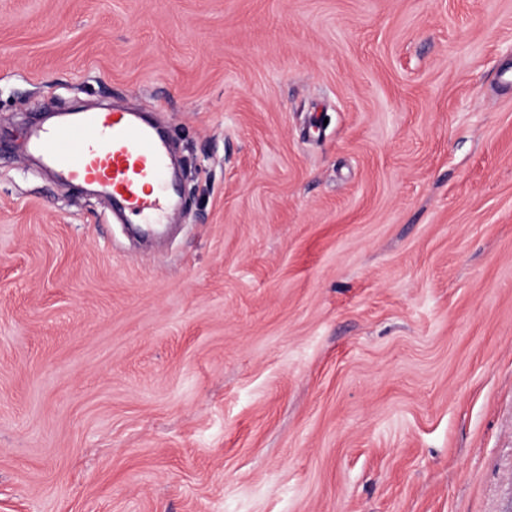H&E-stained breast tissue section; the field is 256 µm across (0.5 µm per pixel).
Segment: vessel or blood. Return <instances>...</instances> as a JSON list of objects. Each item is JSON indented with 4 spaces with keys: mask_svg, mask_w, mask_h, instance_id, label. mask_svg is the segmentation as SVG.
Instances as JSON below:
<instances>
[{
    "mask_svg": "<svg viewBox=\"0 0 512 512\" xmlns=\"http://www.w3.org/2000/svg\"><path fill=\"white\" fill-rule=\"evenodd\" d=\"M28 147L55 170L61 186H103L132 223H156L170 208L166 143L134 113L85 112L39 126Z\"/></svg>",
    "mask_w": 512,
    "mask_h": 512,
    "instance_id": "b4317fda",
    "label": "vessel or blood"
}]
</instances>
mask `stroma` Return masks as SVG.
<instances>
[{"mask_svg":"<svg viewBox=\"0 0 512 512\" xmlns=\"http://www.w3.org/2000/svg\"><path fill=\"white\" fill-rule=\"evenodd\" d=\"M512 0H0V512H512ZM123 107L161 235L32 162Z\"/></svg>","mask_w":512,"mask_h":512,"instance_id":"stroma-1","label":"stroma"}]
</instances>
